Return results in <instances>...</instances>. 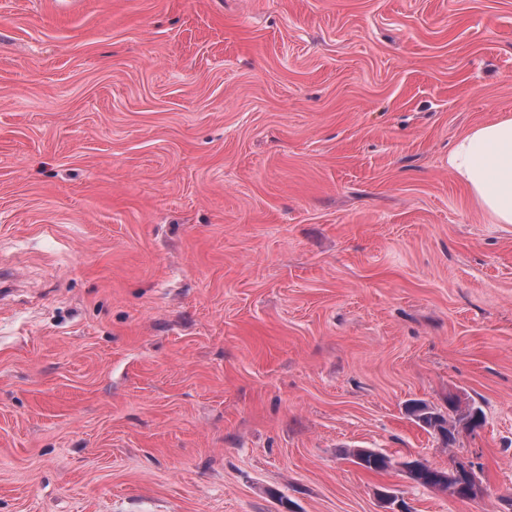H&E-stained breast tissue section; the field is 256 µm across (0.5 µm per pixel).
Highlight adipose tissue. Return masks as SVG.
<instances>
[{
    "label": "adipose tissue",
    "instance_id": "obj_1",
    "mask_svg": "<svg viewBox=\"0 0 512 512\" xmlns=\"http://www.w3.org/2000/svg\"><path fill=\"white\" fill-rule=\"evenodd\" d=\"M448 168L493 223L512 224V116L478 125L457 139Z\"/></svg>",
    "mask_w": 512,
    "mask_h": 512
}]
</instances>
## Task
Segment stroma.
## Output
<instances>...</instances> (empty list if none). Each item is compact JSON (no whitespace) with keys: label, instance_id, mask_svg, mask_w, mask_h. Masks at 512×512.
Returning a JSON list of instances; mask_svg holds the SVG:
<instances>
[{"label":"stroma","instance_id":"stroma-1","mask_svg":"<svg viewBox=\"0 0 512 512\" xmlns=\"http://www.w3.org/2000/svg\"><path fill=\"white\" fill-rule=\"evenodd\" d=\"M507 114L512 0H0V512H512ZM448 169L494 224H512V116L471 129L448 152ZM406 411L422 428L438 436L445 447L449 448L455 443L456 432L458 433L457 422L455 424L450 422L445 413L425 402H413L406 408ZM423 415L427 416L422 417ZM421 419L427 427L418 422ZM412 463L414 467L409 471L410 480L416 484L414 481L419 482L426 486L432 487H442L445 490L448 489V483L444 484L441 482L443 478L448 481V474H452L454 471L452 469H443L438 467H432L426 463H423L419 460L409 461ZM417 485V484H416ZM434 489V488H431ZM438 490V489H434ZM440 492L448 493L444 490H438Z\"/></svg>","mask_w":512,"mask_h":512}]
</instances>
